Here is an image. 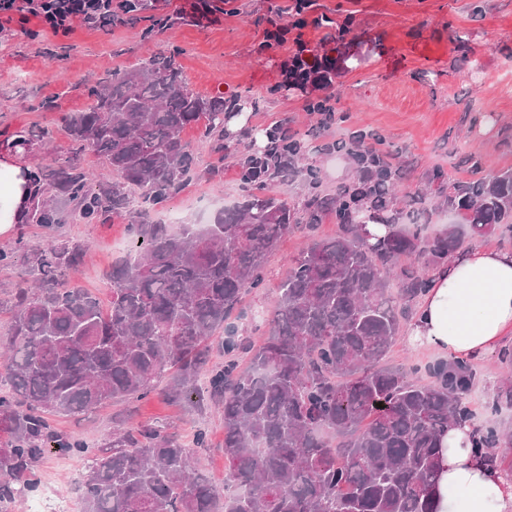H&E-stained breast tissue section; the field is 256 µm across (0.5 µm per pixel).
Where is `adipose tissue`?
Instances as JSON below:
<instances>
[{"mask_svg":"<svg viewBox=\"0 0 512 512\" xmlns=\"http://www.w3.org/2000/svg\"><path fill=\"white\" fill-rule=\"evenodd\" d=\"M31 189L11 152L0 154V235L24 222ZM512 334V251L455 252L407 329L410 344L453 358H483ZM436 512H512V480L474 450L470 426L449 424L439 439Z\"/></svg>","mask_w":512,"mask_h":512,"instance_id":"ef3b65f1","label":"adipose tissue"}]
</instances>
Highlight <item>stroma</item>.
Listing matches in <instances>:
<instances>
[{"mask_svg":"<svg viewBox=\"0 0 512 512\" xmlns=\"http://www.w3.org/2000/svg\"><path fill=\"white\" fill-rule=\"evenodd\" d=\"M186 4L158 0L156 9L112 31L82 27L66 37L52 36L35 21L14 22L12 35L0 39V148L18 131L45 128L46 142L24 148L19 164L33 169L66 162L70 141L54 123L55 112L44 110V101H55L56 112L83 110L89 82L162 53L195 91L237 97L241 110L225 116L224 141L238 154L253 153L266 128L287 123L304 146L299 167H316L326 193L359 177L348 156L322 151L324 143L354 130L378 135L382 152L406 167L398 183L404 195L512 168V0H314L305 15L304 39L315 55L331 60L332 70L327 83L305 86L284 76L287 49L258 50L269 20L291 22L293 0H224L220 22L153 26V18L179 15ZM317 98L333 107L331 126L322 125L319 113L307 111ZM472 155L480 156V168L470 167ZM223 163L222 181L203 176L190 181L159 210V219L204 224L242 202L245 191L235 162ZM21 235L33 246L48 237L58 244L86 245L89 257L76 279L104 301L110 295L105 275L131 240L128 222L120 218L98 224L69 219L50 236L27 221L18 232L0 236V250H12ZM307 244L305 231L299 230L269 254L263 285L249 290L232 319L238 335L257 338L290 259ZM34 277L30 262L20 258L0 266V339L10 334L16 286ZM473 366L478 380L470 399L477 422L512 427V409L494 417L484 409L505 373L498 354ZM172 378L163 374L156 393L147 398L115 400L80 416H55L51 424L97 448L110 446L114 429L126 420L165 424L189 448L198 473L223 486L224 409L202 377L190 400L164 401L159 392ZM199 430L208 435L203 448L195 445ZM36 473L37 490L9 512H36L38 500L52 496L81 505L85 459L54 450L39 461Z\"/></svg>","mask_w":512,"mask_h":512,"instance_id":"35a3bbf8","label":"stroma"}]
</instances>
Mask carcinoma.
Returning <instances> with one entry per match:
<instances>
[{
    "label": "carcinoma",
    "mask_w": 512,
    "mask_h": 512,
    "mask_svg": "<svg viewBox=\"0 0 512 512\" xmlns=\"http://www.w3.org/2000/svg\"><path fill=\"white\" fill-rule=\"evenodd\" d=\"M88 95L85 110L59 113L72 158L29 172L32 223L50 238L66 219L61 201L91 224L131 215V247L108 275L106 311L69 279L87 261L83 244L50 240L34 249L22 235L12 251H0V265L20 257L38 271L35 286L17 289L12 333L0 341L9 358V389L0 392V508L37 489L35 467L53 446L90 461L83 512H433L439 436L450 421H471L476 372L464 360L388 364L410 313L399 300L425 295L428 271L463 246L458 225L481 239L512 223V169L437 186L457 223L433 236L418 223L427 195L408 197L386 221L387 234L368 245L364 215L378 220L391 210L392 188L404 176L377 137L354 132L348 147L324 145L327 153L348 150L369 175L334 195L321 193L317 169L297 166L300 141L276 140L262 158L240 159L247 195L239 206L175 234L156 212L197 175L183 132L196 129L224 154V112L238 109L237 100L193 91L165 55L107 73ZM88 150L112 179L94 180L79 160ZM301 175L314 193L298 218L270 188ZM133 187L141 190L136 208ZM333 212L336 235L317 237ZM302 226L309 244L291 259L262 343L229 334L224 367L208 368L206 341L263 283L280 240ZM242 352L252 353L246 368L237 363ZM171 370V398L189 399L206 372L210 393L224 403L226 481L236 491L223 498L161 427L132 426L95 449L49 424L51 416L145 398ZM421 370L430 383L415 380ZM474 437L476 452L512 472V459L496 454L512 445L511 430L476 426Z\"/></svg>",
    "instance_id": "obj_1"
}]
</instances>
